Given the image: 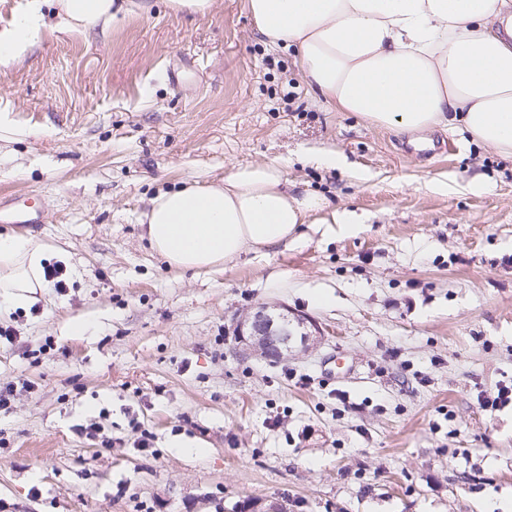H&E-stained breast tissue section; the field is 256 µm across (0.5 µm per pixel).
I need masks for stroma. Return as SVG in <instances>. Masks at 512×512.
<instances>
[{"mask_svg":"<svg viewBox=\"0 0 512 512\" xmlns=\"http://www.w3.org/2000/svg\"><path fill=\"white\" fill-rule=\"evenodd\" d=\"M151 4L0 74L17 127L0 134V196L38 207L26 234L70 258L50 301L0 313L17 337L0 343V386H15L0 512L511 503L512 407L479 397L512 381V160L457 129L330 111L245 0L200 18ZM325 149L346 165L315 162ZM270 161L357 231L306 224L201 271L150 249L138 218L157 192ZM263 304L313 321L318 343L278 362L245 352L238 323Z\"/></svg>","mask_w":512,"mask_h":512,"instance_id":"1","label":"stroma"}]
</instances>
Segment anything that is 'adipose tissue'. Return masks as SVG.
Returning <instances> with one entry per match:
<instances>
[{"label":"adipose tissue","instance_id":"obj_1","mask_svg":"<svg viewBox=\"0 0 512 512\" xmlns=\"http://www.w3.org/2000/svg\"><path fill=\"white\" fill-rule=\"evenodd\" d=\"M260 34L294 47L308 85L335 112L403 132L462 128L512 157V0H245ZM148 0H27L0 32V73L55 33L120 23ZM350 230L354 217L290 189L279 166L233 167L223 184L159 192L141 217L151 250L183 271L212 269L288 240L311 215ZM41 240L0 233V309H26L49 283Z\"/></svg>","mask_w":512,"mask_h":512}]
</instances>
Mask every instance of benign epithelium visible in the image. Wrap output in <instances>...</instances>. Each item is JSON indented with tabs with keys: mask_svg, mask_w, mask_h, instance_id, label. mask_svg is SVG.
<instances>
[{
	"mask_svg": "<svg viewBox=\"0 0 512 512\" xmlns=\"http://www.w3.org/2000/svg\"><path fill=\"white\" fill-rule=\"evenodd\" d=\"M304 325L302 318H290L283 305H262L240 321L239 334H248L252 350L260 355L284 358L291 352V343L298 328ZM307 340V334L301 335Z\"/></svg>",
	"mask_w": 512,
	"mask_h": 512,
	"instance_id": "1",
	"label": "benign epithelium"
}]
</instances>
